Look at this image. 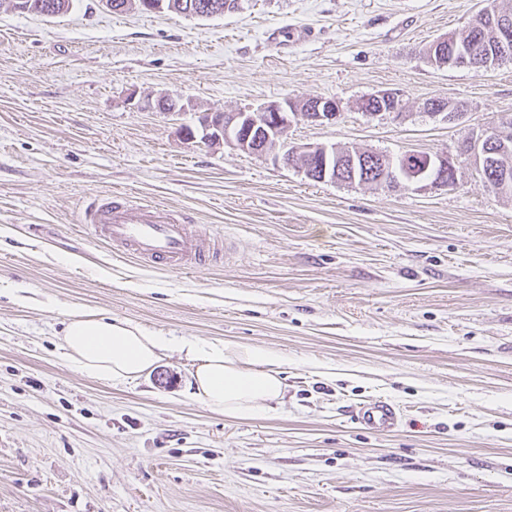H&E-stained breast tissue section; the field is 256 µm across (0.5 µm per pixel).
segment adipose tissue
<instances>
[{"label": "adipose tissue", "instance_id": "adipose-tissue-1", "mask_svg": "<svg viewBox=\"0 0 512 512\" xmlns=\"http://www.w3.org/2000/svg\"><path fill=\"white\" fill-rule=\"evenodd\" d=\"M63 347L81 371L115 384L151 371L170 350L197 361L193 383L213 412L250 417L280 401L285 386L280 356L259 346H236L197 339L174 341L127 322L80 313L67 324Z\"/></svg>", "mask_w": 512, "mask_h": 512}]
</instances>
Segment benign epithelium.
I'll return each mask as SVG.
<instances>
[{
    "instance_id": "7a95c632",
    "label": "benign epithelium",
    "mask_w": 512,
    "mask_h": 512,
    "mask_svg": "<svg viewBox=\"0 0 512 512\" xmlns=\"http://www.w3.org/2000/svg\"><path fill=\"white\" fill-rule=\"evenodd\" d=\"M480 28L488 33L495 49L488 51L481 60L474 59L469 42L449 33L438 38L428 49V60L438 68H491L506 58L512 46V25L491 7L484 8L478 17ZM357 109L370 118L402 116V104L395 92L380 91L357 103ZM341 115L339 103L334 99L309 97L306 99L285 98L265 103L254 110L235 112H207L200 121L201 141L211 145L230 143L238 150L257 157L289 164L300 158L302 172L310 178L320 172L322 179L339 170V160H350V165L366 164L384 159L374 150H349L341 146L290 142L284 133L294 122L302 119L311 123L334 124ZM512 151V118L499 125L477 131L468 130L462 141L460 154L473 160L482 175H488V156ZM458 158L450 154H439L430 176L405 167L397 174H381L379 186L400 189L408 183L454 188L457 185Z\"/></svg>"
}]
</instances>
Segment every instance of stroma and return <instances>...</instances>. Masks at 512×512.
Listing matches in <instances>:
<instances>
[{"label": "stroma", "instance_id": "35a3bbf8", "mask_svg": "<svg viewBox=\"0 0 512 512\" xmlns=\"http://www.w3.org/2000/svg\"><path fill=\"white\" fill-rule=\"evenodd\" d=\"M482 7L241 0L202 18L72 0L47 17L0 0V512H512V196L465 158L456 188L374 190L181 134L327 97L339 121L289 141L455 152L512 114V62L442 69L424 48ZM383 90L400 119L357 110ZM163 93L185 111L153 107ZM116 189L222 235V262L163 271L81 235L84 203ZM82 312L272 349L283 402L212 413L176 351L98 380L61 349ZM373 398L399 429L354 422Z\"/></svg>", "mask_w": 512, "mask_h": 512}]
</instances>
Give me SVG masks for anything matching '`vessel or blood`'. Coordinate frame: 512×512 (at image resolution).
<instances>
[{"label": "vessel or blood", "instance_id": "vessel-or-blood-1", "mask_svg": "<svg viewBox=\"0 0 512 512\" xmlns=\"http://www.w3.org/2000/svg\"><path fill=\"white\" fill-rule=\"evenodd\" d=\"M79 222L86 235L153 268L193 272L205 264L207 256L224 249L220 237L193 230L178 212L122 191L91 197ZM355 418L375 433L398 429L402 421L396 407L384 400L361 406Z\"/></svg>", "mask_w": 512, "mask_h": 512}]
</instances>
